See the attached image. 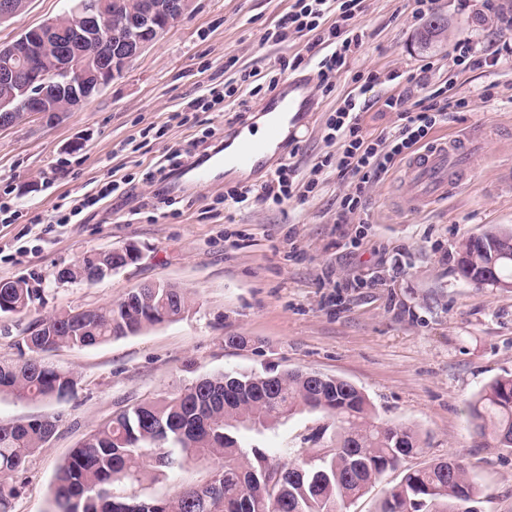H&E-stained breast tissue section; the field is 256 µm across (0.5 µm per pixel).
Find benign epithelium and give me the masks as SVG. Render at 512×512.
I'll list each match as a JSON object with an SVG mask.
<instances>
[{
  "instance_id": "benign-epithelium-1",
  "label": "benign epithelium",
  "mask_w": 512,
  "mask_h": 512,
  "mask_svg": "<svg viewBox=\"0 0 512 512\" xmlns=\"http://www.w3.org/2000/svg\"><path fill=\"white\" fill-rule=\"evenodd\" d=\"M30 0H3L0 22L26 11ZM194 0H79L70 10L0 44V87L22 96L28 113L54 121L78 112L174 24Z\"/></svg>"
}]
</instances>
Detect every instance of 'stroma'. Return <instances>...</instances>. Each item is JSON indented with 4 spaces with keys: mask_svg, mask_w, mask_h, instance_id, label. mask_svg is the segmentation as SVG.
Masks as SVG:
<instances>
[{
    "mask_svg": "<svg viewBox=\"0 0 512 512\" xmlns=\"http://www.w3.org/2000/svg\"><path fill=\"white\" fill-rule=\"evenodd\" d=\"M293 0H196L191 17L170 28L123 75L79 112L58 121L32 116L0 130V198L20 217L0 223V282L25 278L41 290L24 315L0 317V363L21 360L23 329L60 309L104 307L148 281L185 289L194 306L178 321L86 348L45 354L50 366L73 373L77 393L64 402H23L0 395V422L48 415L60 419L53 438L13 480L20 488L12 512H48L55 475L85 436L123 406L171 391L217 372L300 369L345 378L374 404L381 422L405 424L422 434L425 451L386 472L348 512H375L404 471L424 463L460 460L480 488V512H512V451L480 446L467 404L492 380L512 375V288L478 286L457 269L458 247L489 227L512 226V65L459 72L451 61L463 39L493 52L504 42L501 18L512 0H435L444 20L441 41L419 40L423 17L414 0H363L362 46L329 93L317 96L299 138L286 142L280 162L294 163L299 183L317 180L305 200L276 206L257 199L224 202L234 177L210 188L169 197L152 171L171 149L211 137L223 143L237 128L242 108L256 122L270 77L315 79L304 61L307 37L263 39ZM68 0H30L27 10L0 22V44L55 17ZM435 71H427L428 63ZM423 74L425 88L447 87L468 108L450 112L434 134H461L480 125L498 136L476 154L475 175L447 199L408 210L409 191L399 167L371 179L362 205L337 223L341 202L353 194L350 178L313 166L335 158L339 140L327 122L359 78L369 72L385 83L366 93L371 106L363 127L396 129L395 112L379 100L399 93L391 71ZM232 84L233 98L214 112L171 121L202 87ZM491 98H484V90ZM110 180L125 189L84 211L76 224L48 222L59 206ZM135 244L139 260L93 284L57 280L58 269L93 250ZM249 337L244 348L226 336ZM330 419L302 414L274 431L245 432L244 448L258 447L290 465L286 451L313 447ZM213 461L168 472L140 488L171 496L205 482Z\"/></svg>",
    "mask_w": 512,
    "mask_h": 512,
    "instance_id": "stroma-1",
    "label": "stroma"
}]
</instances>
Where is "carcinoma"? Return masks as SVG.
<instances>
[{
    "mask_svg": "<svg viewBox=\"0 0 512 512\" xmlns=\"http://www.w3.org/2000/svg\"><path fill=\"white\" fill-rule=\"evenodd\" d=\"M511 229L494 226L459 245L457 267L467 281L512 283V255L500 251ZM112 264L109 250L93 251L58 270L59 279L91 283L95 270ZM37 288H0V316L26 312ZM191 306L184 289L161 282L134 288L119 302L96 307L87 318L75 309L38 318L25 329L30 356L0 365V394L20 401H67L76 380L50 368L40 355L60 347H89L180 319ZM313 371H263L205 375L157 398L132 403L95 427L59 468L51 512H342L364 496L373 481L422 453L421 433L407 425H381L364 392L329 376L317 389ZM321 413L334 419L329 445L289 448L285 468L260 448H242L243 430L262 433L289 418ZM470 422L482 441L512 450V376L484 387L470 404ZM58 418L37 416L24 425L0 423V512H12L19 495L13 475L54 436ZM215 459L220 492L209 483L171 497L137 491L158 471L183 468L191 459ZM131 488L118 494L115 487ZM478 485L461 463L451 470L431 461L407 471L380 501L376 512H473Z\"/></svg>",
    "mask_w": 512,
    "mask_h": 512,
    "instance_id": "obj_1",
    "label": "carcinoma"
}]
</instances>
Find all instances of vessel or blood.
<instances>
[{
    "label": "vessel or blood",
    "mask_w": 512,
    "mask_h": 512,
    "mask_svg": "<svg viewBox=\"0 0 512 512\" xmlns=\"http://www.w3.org/2000/svg\"><path fill=\"white\" fill-rule=\"evenodd\" d=\"M313 109L314 93L309 79L284 80L261 108L266 119L265 137H241L230 150L211 151L194 158L168 178V193L180 195L192 188L215 185L225 172L251 176L267 172L280 146L295 136L297 127ZM482 146V138L468 132L451 138L438 137L424 150L410 155L403 165V178L410 188L409 205L418 209L439 201L471 179V159Z\"/></svg>",
    "instance_id": "obj_1"
}]
</instances>
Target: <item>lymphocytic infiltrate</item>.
Listing matches in <instances>:
<instances>
[{
  "mask_svg": "<svg viewBox=\"0 0 512 512\" xmlns=\"http://www.w3.org/2000/svg\"><path fill=\"white\" fill-rule=\"evenodd\" d=\"M361 4L362 0H296L292 10L282 17L274 30L266 32L265 37L279 42L286 40L292 31L307 34L306 52L316 61L317 87L329 89L348 60L361 48L357 26ZM467 106L464 99L448 100L440 87L413 102L402 95L387 97L382 102L383 110L399 113L402 123L397 130L374 138L360 123L358 114L362 106L358 99L346 97L329 122L336 139L343 142L336 168L355 184L354 195L342 201L343 212H352L361 206L370 179L387 172L398 157L429 134L445 112Z\"/></svg>",
  "mask_w": 512,
  "mask_h": 512,
  "instance_id": "obj_1",
  "label": "lymphocytic infiltrate"
}]
</instances>
